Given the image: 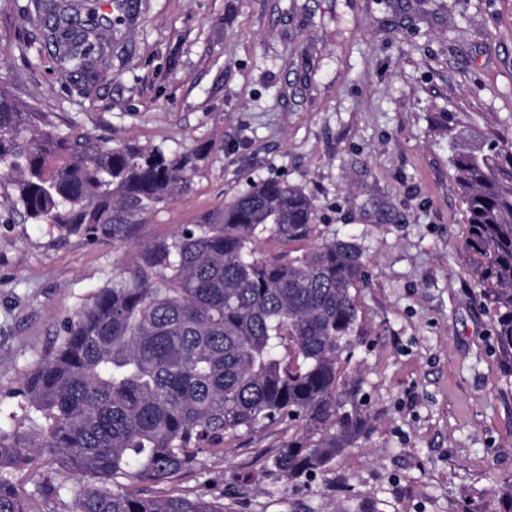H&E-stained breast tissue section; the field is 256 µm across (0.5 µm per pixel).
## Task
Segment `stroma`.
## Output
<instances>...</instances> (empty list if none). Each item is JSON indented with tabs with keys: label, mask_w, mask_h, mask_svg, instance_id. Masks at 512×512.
<instances>
[{
	"label": "stroma",
	"mask_w": 512,
	"mask_h": 512,
	"mask_svg": "<svg viewBox=\"0 0 512 512\" xmlns=\"http://www.w3.org/2000/svg\"><path fill=\"white\" fill-rule=\"evenodd\" d=\"M25 3L0 0V84L19 104L64 133L210 151L131 247L59 237L0 183V424H40L26 378L138 244L282 177L313 199L320 238L365 249L353 363L371 428L295 487L264 467L285 425L226 440L181 487L223 495L226 512H512V369L462 249L451 165L460 131H512V0H137L104 32L112 54L87 95ZM44 468L60 496L35 494L29 471L11 478L31 512H70L78 475Z\"/></svg>",
	"instance_id": "1"
}]
</instances>
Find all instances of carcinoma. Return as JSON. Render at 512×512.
I'll return each mask as SVG.
<instances>
[{"label": "carcinoma", "instance_id": "carcinoma-1", "mask_svg": "<svg viewBox=\"0 0 512 512\" xmlns=\"http://www.w3.org/2000/svg\"><path fill=\"white\" fill-rule=\"evenodd\" d=\"M56 67L83 91L112 53L102 33L126 0H33ZM487 148L455 149L465 209L463 250L480 298L497 313L494 350L512 367V134L466 131ZM208 153L110 146L63 133L0 86V181L35 224L132 244L133 226L186 188ZM313 199L268 179L204 213L171 238L140 245V261L112 277L65 326L56 351L28 376L41 414L32 435L0 425V512H30L6 470L47 457L80 476L71 512H224V503L174 484L242 433H296L268 460L296 485L366 431L369 402L347 374L360 330L355 291L367 279L353 239L299 255L257 257L269 240L318 236ZM137 483L167 484L155 495Z\"/></svg>", "mask_w": 512, "mask_h": 512}]
</instances>
